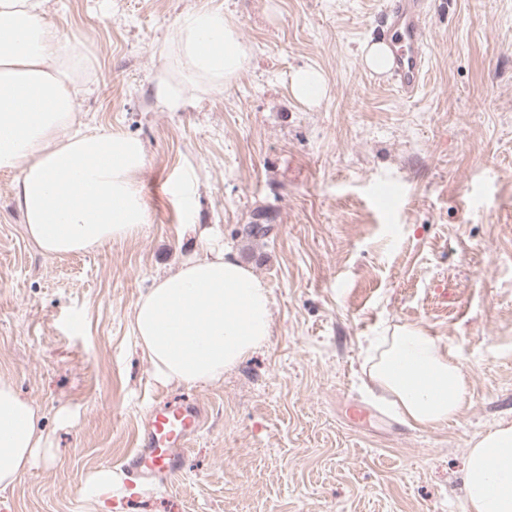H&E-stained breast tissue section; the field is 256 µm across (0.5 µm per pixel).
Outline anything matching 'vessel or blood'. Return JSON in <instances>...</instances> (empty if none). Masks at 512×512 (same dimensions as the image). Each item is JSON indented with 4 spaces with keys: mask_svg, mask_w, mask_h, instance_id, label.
Listing matches in <instances>:
<instances>
[{
    "mask_svg": "<svg viewBox=\"0 0 512 512\" xmlns=\"http://www.w3.org/2000/svg\"><path fill=\"white\" fill-rule=\"evenodd\" d=\"M428 0H389L376 26V38L389 50L387 71L404 99L413 98L428 65ZM205 419L203 407L193 399L163 402L141 420L137 448L118 464L130 481L161 485L182 474L189 446Z\"/></svg>",
    "mask_w": 512,
    "mask_h": 512,
    "instance_id": "b4317fda",
    "label": "vessel or blood"
}]
</instances>
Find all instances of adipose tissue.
I'll list each match as a JSON object with an SVG mask.
<instances>
[{"mask_svg": "<svg viewBox=\"0 0 512 512\" xmlns=\"http://www.w3.org/2000/svg\"><path fill=\"white\" fill-rule=\"evenodd\" d=\"M47 0H0V172L19 171L14 196L29 236L49 256L83 253L134 236L145 222L138 188L142 143L76 125L87 70L45 20ZM178 67L213 87L249 69L251 55L223 12L176 21ZM268 286L230 249L206 248L155 278L131 312L133 334L162 384L220 380L268 341ZM381 402L415 429L457 421L470 399L452 349L403 324L370 339L362 365ZM37 408L0 384V490L15 485L44 446ZM465 512H512V424L470 442Z\"/></svg>", "mask_w": 512, "mask_h": 512, "instance_id": "1", "label": "adipose tissue"}]
</instances>
